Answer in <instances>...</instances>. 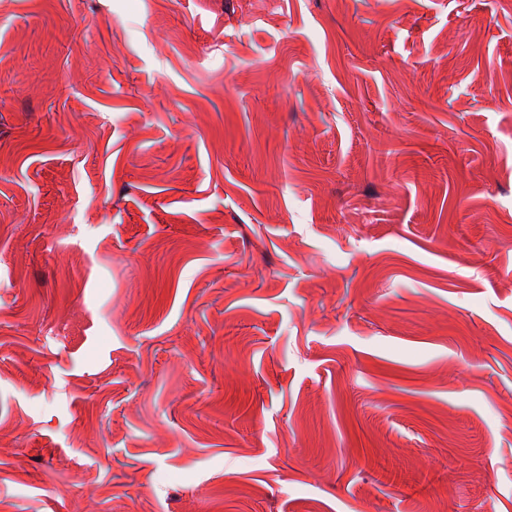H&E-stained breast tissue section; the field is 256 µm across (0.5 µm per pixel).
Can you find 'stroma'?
Returning a JSON list of instances; mask_svg holds the SVG:
<instances>
[{
  "instance_id": "35a3bbf8",
  "label": "stroma",
  "mask_w": 512,
  "mask_h": 512,
  "mask_svg": "<svg viewBox=\"0 0 512 512\" xmlns=\"http://www.w3.org/2000/svg\"><path fill=\"white\" fill-rule=\"evenodd\" d=\"M0 512H512V0H0Z\"/></svg>"
}]
</instances>
